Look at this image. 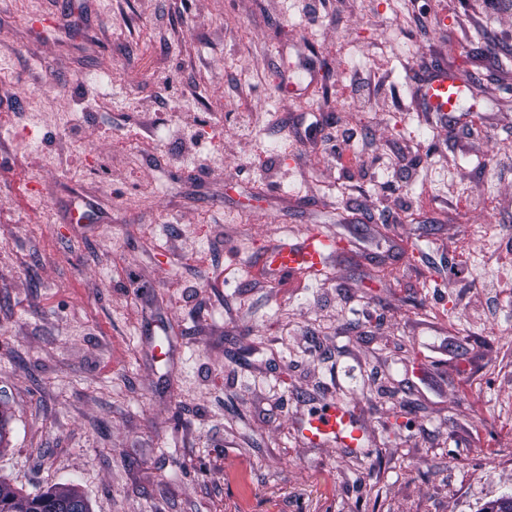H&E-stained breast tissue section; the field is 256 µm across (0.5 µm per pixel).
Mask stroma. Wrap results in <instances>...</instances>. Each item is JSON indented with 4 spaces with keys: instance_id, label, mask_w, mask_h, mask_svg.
I'll use <instances>...</instances> for the list:
<instances>
[{
    "instance_id": "35a3bbf8",
    "label": "stroma",
    "mask_w": 512,
    "mask_h": 512,
    "mask_svg": "<svg viewBox=\"0 0 512 512\" xmlns=\"http://www.w3.org/2000/svg\"><path fill=\"white\" fill-rule=\"evenodd\" d=\"M461 69L477 98L426 111ZM313 230L341 242L323 276L263 267ZM508 255L512 0H0V480L22 493L478 512L512 494ZM332 405L362 448L301 434ZM463 88L448 78L446 72L435 75L425 86L422 100L429 112H452Z\"/></svg>"
}]
</instances>
